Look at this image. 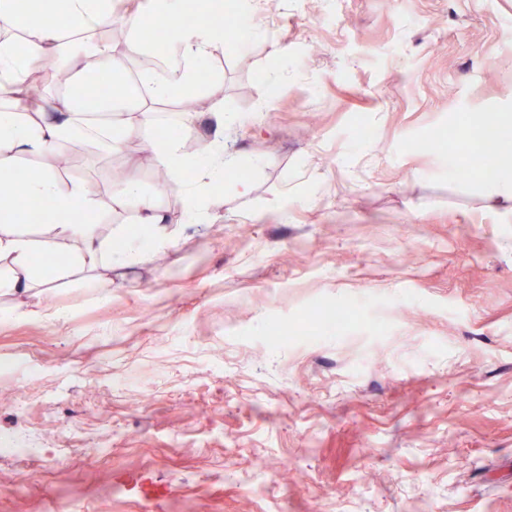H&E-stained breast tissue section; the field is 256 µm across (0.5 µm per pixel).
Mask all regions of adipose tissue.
Returning <instances> with one entry per match:
<instances>
[{
	"label": "adipose tissue",
	"instance_id": "ef3b65f1",
	"mask_svg": "<svg viewBox=\"0 0 512 512\" xmlns=\"http://www.w3.org/2000/svg\"><path fill=\"white\" fill-rule=\"evenodd\" d=\"M21 0H0V31L23 28L24 45L0 41V170L16 169L22 161L41 162L40 178L22 191L0 188V288L21 291L46 283L51 269L35 263L39 254L73 253V262L92 270L101 265L143 264L172 244L165 211L155 196L146 194L139 182L126 178L114 184L112 202L132 205L137 212L140 233L120 235L118 241L103 239L96 225L74 223V214H97L103 207L98 193L81 181L61 183L53 162L54 146L62 140L85 135L88 117L100 112L101 103L90 96L84 80L92 66L125 70L126 49L95 38L102 27H119L136 46L145 17L160 15L180 19L195 12L193 25L172 27L164 44L167 56L175 61V79L144 71L135 82L130 106L119 113L107 132L110 149L122 148L137 132L154 123L153 106L183 93L199 95L197 65L223 51L224 34L209 16L223 13L222 0H208L200 7L197 0H28L32 13L42 18L40 25L25 24ZM50 59L60 73L69 78L65 92L33 98L28 94V79L33 63ZM213 129L211 152L200 168V178L187 200L190 222L202 224L209 218L213 186L235 169V156L224 152V112L207 109ZM29 198L49 200L40 215L36 233L18 229L11 217L22 210Z\"/></svg>",
	"mask_w": 512,
	"mask_h": 512
}]
</instances>
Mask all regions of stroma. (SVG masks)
<instances>
[{"label":"stroma","instance_id":"35a3bbf8","mask_svg":"<svg viewBox=\"0 0 512 512\" xmlns=\"http://www.w3.org/2000/svg\"><path fill=\"white\" fill-rule=\"evenodd\" d=\"M225 13L204 102L239 168L208 223L146 165L158 128L57 147L178 220L149 263L0 290V435L34 449L0 457V512H512V212L416 148L490 120L512 152V0Z\"/></svg>","mask_w":512,"mask_h":512}]
</instances>
